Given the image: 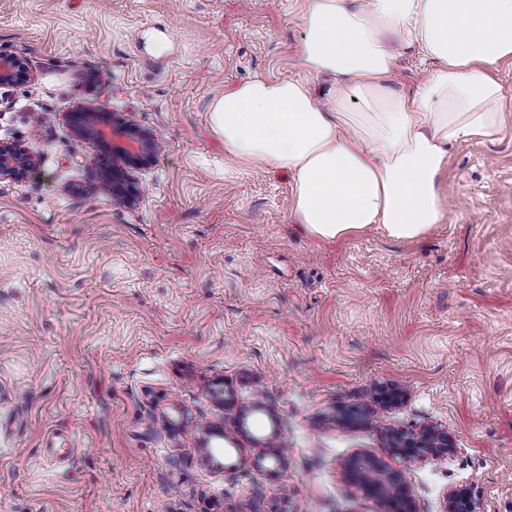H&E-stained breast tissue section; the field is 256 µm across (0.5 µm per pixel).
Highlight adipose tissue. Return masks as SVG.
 <instances>
[{
  "label": "adipose tissue",
  "mask_w": 512,
  "mask_h": 512,
  "mask_svg": "<svg viewBox=\"0 0 512 512\" xmlns=\"http://www.w3.org/2000/svg\"><path fill=\"white\" fill-rule=\"evenodd\" d=\"M301 25L303 77L212 101L225 153L286 172L293 219L325 241L375 226L414 241L446 223L449 147L504 132L496 69L512 63V0H310ZM399 45L436 63L410 91L389 85Z\"/></svg>",
  "instance_id": "ef3b65f1"
}]
</instances>
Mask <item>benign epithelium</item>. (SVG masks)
Instances as JSON below:
<instances>
[{
    "label": "benign epithelium",
    "mask_w": 512,
    "mask_h": 512,
    "mask_svg": "<svg viewBox=\"0 0 512 512\" xmlns=\"http://www.w3.org/2000/svg\"><path fill=\"white\" fill-rule=\"evenodd\" d=\"M16 56L0 53V86L12 81ZM76 141H106L116 164L112 166V198L125 204L135 202L137 174L154 162L160 150L156 133L141 126L130 113L115 112L108 106L70 114ZM38 157L16 142L0 141V174L19 175L35 169ZM389 451L406 461L445 460L454 453L448 431L439 426L401 430L389 434ZM351 482L364 493L386 505L388 512H409V489L401 472L390 470L374 456L357 455L346 464ZM449 512H480V491L461 484L446 494Z\"/></svg>",
    "instance_id": "benign-epithelium-1"
}]
</instances>
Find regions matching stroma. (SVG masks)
I'll return each instance as SVG.
<instances>
[{
  "mask_svg": "<svg viewBox=\"0 0 512 512\" xmlns=\"http://www.w3.org/2000/svg\"><path fill=\"white\" fill-rule=\"evenodd\" d=\"M308 3L0 0L26 72L0 86V140L40 157L0 176V512H382L356 454L403 473L413 512L462 483L512 512V63L501 140L449 151L447 223L320 241L287 175L225 156L208 121L225 88L298 76ZM103 104L161 139L132 205L68 119ZM430 425L451 458L387 449Z\"/></svg>",
  "mask_w": 512,
  "mask_h": 512,
  "instance_id": "obj_1",
  "label": "stroma"
}]
</instances>
